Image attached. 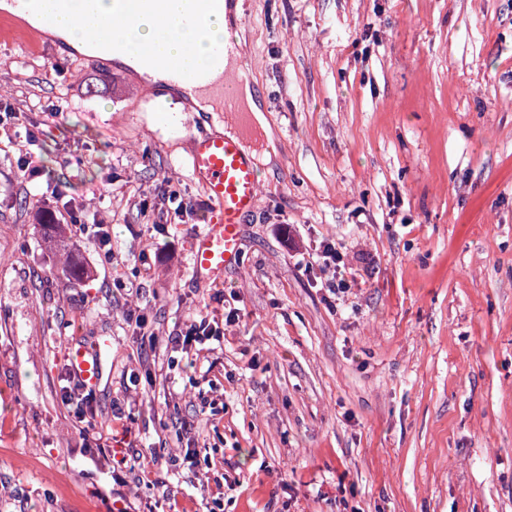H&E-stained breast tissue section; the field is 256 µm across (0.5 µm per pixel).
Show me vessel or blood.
<instances>
[{"label": "vessel or blood", "instance_id": "vessel-or-blood-1", "mask_svg": "<svg viewBox=\"0 0 512 512\" xmlns=\"http://www.w3.org/2000/svg\"><path fill=\"white\" fill-rule=\"evenodd\" d=\"M189 4V18L201 28L222 7L223 0H189ZM146 5L157 17H164V0H116L117 13L125 18ZM171 72L189 91L211 84V74L205 69L186 71L175 65ZM211 86L223 110L235 113L240 134L235 138L216 133L190 138L189 169L203 187L208 205L206 224L195 237L191 251L192 274L202 281L222 278L227 268L239 263L242 224L254 212L260 195L259 170L242 142L251 133L248 115L240 110L233 85ZM68 362L72 375L85 385H95L102 376L100 347H71Z\"/></svg>", "mask_w": 512, "mask_h": 512}]
</instances>
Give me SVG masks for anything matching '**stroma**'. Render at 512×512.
<instances>
[{"label":"stroma","instance_id":"35a3bbf8","mask_svg":"<svg viewBox=\"0 0 512 512\" xmlns=\"http://www.w3.org/2000/svg\"><path fill=\"white\" fill-rule=\"evenodd\" d=\"M237 32L273 151L210 283L154 89L0 41L42 167L0 150V512H512V0H242ZM67 201L112 238L72 237L78 277L37 231ZM103 341L85 388L67 352ZM317 257L319 262L322 261V265L325 268H332L330 287L334 288V291H336V286L338 291L340 288H348V284L344 278L347 272L342 247L332 241H327L326 243H323L322 250L320 251V254H317ZM336 280H338L337 284ZM219 331L213 329L209 320L201 318L194 320L186 329L184 334L175 339L174 344L181 346V349L191 348L192 346L205 345L212 340L214 336H219Z\"/></svg>","mask_w":512,"mask_h":512}]
</instances>
